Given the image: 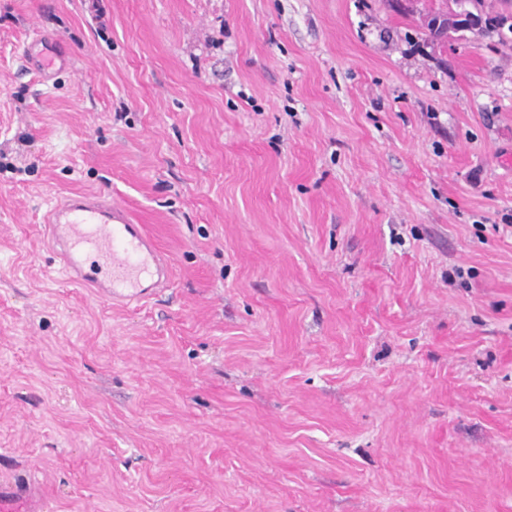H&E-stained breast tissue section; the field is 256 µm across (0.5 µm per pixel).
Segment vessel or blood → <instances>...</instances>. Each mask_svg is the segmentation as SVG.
<instances>
[{
  "label": "vessel or blood",
  "mask_w": 512,
  "mask_h": 512,
  "mask_svg": "<svg viewBox=\"0 0 512 512\" xmlns=\"http://www.w3.org/2000/svg\"><path fill=\"white\" fill-rule=\"evenodd\" d=\"M24 56L45 80L69 60L60 41L42 35ZM46 234L62 273L112 304L151 299L172 282L168 258L143 225L104 194L75 193L60 199L49 212ZM0 512H45V500L34 485L0 481Z\"/></svg>",
  "instance_id": "vessel-or-blood-1"
}]
</instances>
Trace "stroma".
Segmentation results:
<instances>
[{
  "instance_id": "obj_1",
  "label": "stroma",
  "mask_w": 512,
  "mask_h": 512,
  "mask_svg": "<svg viewBox=\"0 0 512 512\" xmlns=\"http://www.w3.org/2000/svg\"><path fill=\"white\" fill-rule=\"evenodd\" d=\"M411 5L0 0V479L55 512H512V43ZM38 32L74 59L47 82ZM78 190L170 288L65 279Z\"/></svg>"
}]
</instances>
